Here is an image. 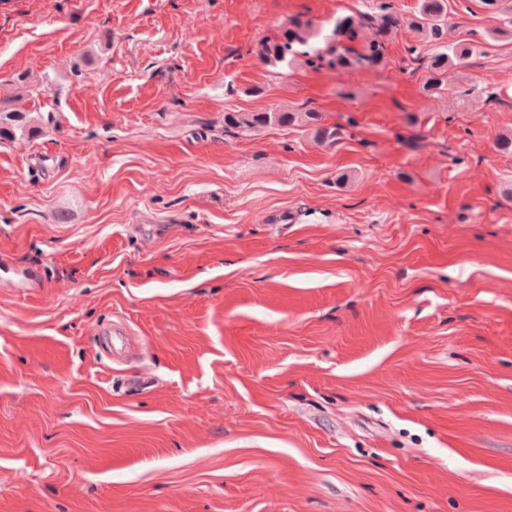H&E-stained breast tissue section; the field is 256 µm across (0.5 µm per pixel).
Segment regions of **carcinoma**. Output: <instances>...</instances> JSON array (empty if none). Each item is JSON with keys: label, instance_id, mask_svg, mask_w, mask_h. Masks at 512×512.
Returning <instances> with one entry per match:
<instances>
[{"label": "carcinoma", "instance_id": "1", "mask_svg": "<svg viewBox=\"0 0 512 512\" xmlns=\"http://www.w3.org/2000/svg\"><path fill=\"white\" fill-rule=\"evenodd\" d=\"M448 0H419L418 9L408 17L400 16L391 0H375L372 11L361 15H340L332 30L334 40L319 54L316 43L325 38L322 24L295 17L282 27L279 36L261 44L258 57L263 65L272 68L290 66L305 59V63L326 62L338 73L370 69L380 66L385 59L387 43L395 31L407 27L418 41L433 46L424 59L423 92L430 98L438 97L448 89V70L466 64L475 50L471 40L448 43ZM369 36L360 38L363 29ZM361 41L358 48L351 46ZM30 109L26 106L0 107V139L15 140L28 136ZM271 126L306 128L322 144L334 146L342 138V128L325 124L320 113L308 110L271 109L262 112L224 113V131L247 132Z\"/></svg>", "mask_w": 512, "mask_h": 512}]
</instances>
